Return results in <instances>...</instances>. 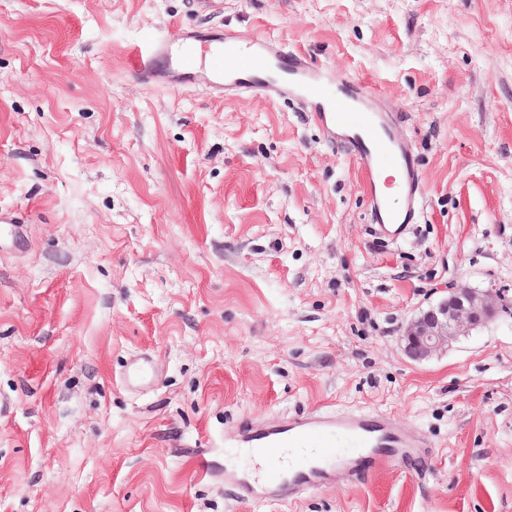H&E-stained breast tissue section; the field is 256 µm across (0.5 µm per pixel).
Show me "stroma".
<instances>
[{
  "instance_id": "1",
  "label": "stroma",
  "mask_w": 512,
  "mask_h": 512,
  "mask_svg": "<svg viewBox=\"0 0 512 512\" xmlns=\"http://www.w3.org/2000/svg\"><path fill=\"white\" fill-rule=\"evenodd\" d=\"M228 34L367 85L420 174L402 241L295 100L129 74ZM460 280L512 291V0H0V512H512V316L400 343ZM320 408L434 453L239 502L238 422ZM171 54L169 45L162 40L155 43L154 53L136 54L131 62L130 73L133 77L146 83L153 81L156 71L157 61Z\"/></svg>"
}]
</instances>
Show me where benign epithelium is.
Instances as JSON below:
<instances>
[{
    "label": "benign epithelium",
    "mask_w": 512,
    "mask_h": 512,
    "mask_svg": "<svg viewBox=\"0 0 512 512\" xmlns=\"http://www.w3.org/2000/svg\"><path fill=\"white\" fill-rule=\"evenodd\" d=\"M508 308L509 300L499 288L455 283L448 297L420 311L406 324L401 336L403 352L416 362L428 360Z\"/></svg>",
    "instance_id": "7a95c632"
}]
</instances>
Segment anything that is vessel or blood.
Listing matches in <instances>:
<instances>
[{"instance_id": "obj_1", "label": "vessel or blood", "mask_w": 512, "mask_h": 512, "mask_svg": "<svg viewBox=\"0 0 512 512\" xmlns=\"http://www.w3.org/2000/svg\"><path fill=\"white\" fill-rule=\"evenodd\" d=\"M271 47L260 35L245 44L225 39L223 52L213 56L211 72L216 80L240 86L244 80L238 68L244 64L254 76H271L272 88H298L313 99V121L346 130L348 147L366 173L379 233L392 240L400 238L409 229L418 204L419 174L409 155L374 115L358 112L362 86L343 89V103L330 109L332 96L318 86L316 70L301 56L275 53ZM170 53L165 41H157L153 53L135 55L131 75L152 82L158 60ZM387 168L402 173L404 209H393L378 190L380 174ZM237 432L238 447L248 449L263 463L261 480L240 475L238 497L243 501L259 488L271 494L284 488L289 495H300L330 479L341 462L347 464L350 477L362 481L396 461L425 455L428 446L418 430L398 427L389 415L332 408L289 417L275 425L244 420Z\"/></svg>"}]
</instances>
